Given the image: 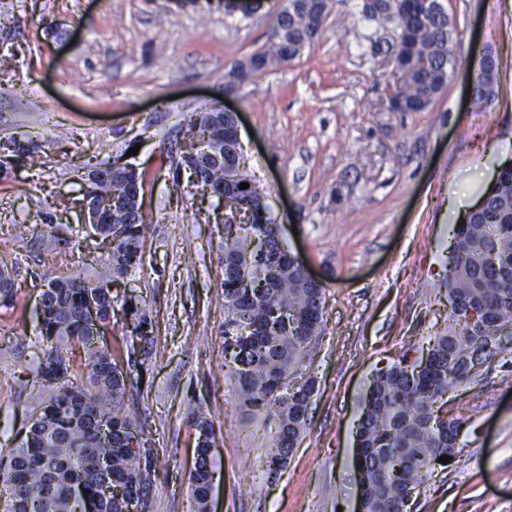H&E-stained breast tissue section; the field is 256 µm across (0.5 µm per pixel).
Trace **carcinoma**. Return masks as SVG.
<instances>
[{
  "mask_svg": "<svg viewBox=\"0 0 512 512\" xmlns=\"http://www.w3.org/2000/svg\"><path fill=\"white\" fill-rule=\"evenodd\" d=\"M368 20L389 26L388 50L393 64L409 74L398 100L404 112L426 110L448 85L456 61L451 45L457 22L443 10H425L419 0H373L361 3ZM318 36L311 2L298 0L282 30H273L269 47L253 53V67L262 70L300 55ZM497 68L490 57L473 88L472 104L487 103L489 75ZM185 135L224 147L217 158L183 154L177 167L203 175L213 189H227L253 208L252 222L224 237V350L231 353L240 406L254 416L275 422L270 463L287 465L307 421L314 378L303 362L319 336L323 321L322 287L307 281L276 236V224L261 211L263 187L234 149L231 117L217 110L202 121L186 119ZM31 156L0 137V175ZM85 182L83 205L100 211L90 232L110 242L109 265L92 281L75 274L54 278L42 292L38 341L48 350L39 358L35 376L49 391L32 416L9 468L0 474L3 512H129L141 500L147 480L142 449L131 446L140 435L128 416L127 384L103 341L112 324V280L123 279L143 260L145 220L139 213L144 192L142 173L116 156L111 163L78 166ZM243 182L249 188L241 189ZM478 215L465 214L452 228L448 256V299L452 324L435 337L426 359L408 365V358L374 374L356 430V465L364 468V512H399V505L427 481L438 458L460 452L462 424L441 415L437 402L448 388L470 379L474 361L485 363L499 348V331L512 328V170L484 193ZM14 297L9 267L0 265V303ZM98 312L96 328L84 318L89 305ZM132 334L150 341L151 323L138 303H124ZM81 345L86 363L79 370L61 345ZM302 383L294 392L287 387ZM112 431L110 463L100 462V427ZM205 441L197 445L190 474L196 512H208L213 462L208 454L212 423H199ZM120 493L106 496L109 488Z\"/></svg>",
  "mask_w": 512,
  "mask_h": 512,
  "instance_id": "carcinoma-1",
  "label": "carcinoma"
}]
</instances>
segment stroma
<instances>
[{
    "mask_svg": "<svg viewBox=\"0 0 512 512\" xmlns=\"http://www.w3.org/2000/svg\"><path fill=\"white\" fill-rule=\"evenodd\" d=\"M0 0V137L41 166L0 178V260L14 271L0 356V470L47 396L37 382V311L48 280L95 278L108 244L77 235L76 167L133 140L148 231L137 271L113 282L108 341L150 449L143 512H195L198 423L213 424L211 512H357L355 433L376 370L425 356L447 331L452 226L512 163V0H442L459 34L456 70L423 112H393L401 79L382 28L335 0L299 57L230 86L236 62L269 45L284 0ZM498 62L484 111L467 96ZM231 106L248 167L282 240L325 289L323 329L304 365L316 381L286 469L269 470L263 416L239 407L224 365V203L177 161L184 114ZM27 226L18 235L17 226ZM138 299L151 345L122 305ZM461 451L436 467L413 512H512V336L453 386L442 407Z\"/></svg>",
    "mask_w": 512,
    "mask_h": 512,
    "instance_id": "obj_1",
    "label": "stroma"
}]
</instances>
